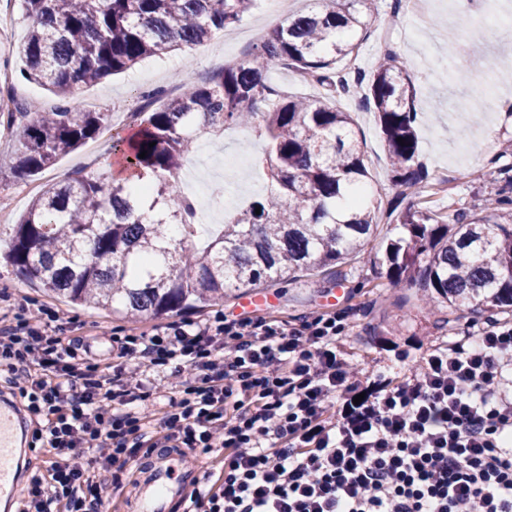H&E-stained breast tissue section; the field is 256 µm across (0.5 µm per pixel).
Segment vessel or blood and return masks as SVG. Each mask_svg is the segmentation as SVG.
<instances>
[{"instance_id":"vessel-or-blood-1","label":"vessel or blood","mask_w":512,"mask_h":512,"mask_svg":"<svg viewBox=\"0 0 512 512\" xmlns=\"http://www.w3.org/2000/svg\"><path fill=\"white\" fill-rule=\"evenodd\" d=\"M28 451L24 421L16 407L0 397V512H12L19 492V466ZM173 464L159 462L148 481L159 492L148 505L147 512H168L171 498L181 495L186 484L195 482V474L175 482Z\"/></svg>"}]
</instances>
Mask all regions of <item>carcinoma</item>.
Here are the masks:
<instances>
[{"instance_id":"obj_1","label":"carcinoma","mask_w":512,"mask_h":512,"mask_svg":"<svg viewBox=\"0 0 512 512\" xmlns=\"http://www.w3.org/2000/svg\"><path fill=\"white\" fill-rule=\"evenodd\" d=\"M312 2L208 85L185 72L179 94H142L136 133L116 136L112 148L126 168L151 180L139 186L85 174L46 187L16 225L6 262L74 305L150 317L331 269L358 253L374 231L376 208L358 199L367 169L353 119L335 98L364 89L396 185L408 190L427 183L416 162V94L391 52L369 73L349 65L356 33L371 25V0ZM22 6L30 26L21 75L58 98L51 112L23 102L17 112H0L1 124L21 127L13 169L33 176L108 124L105 112L69 106L74 89L147 57L188 52L239 22L253 0H22ZM275 67L295 71L324 93L280 90L270 78ZM229 126L257 133L265 147L261 164L278 190L250 201L200 243L191 222L194 203L179 192L175 175L201 129L222 134ZM497 180L503 185L490 214L463 211L447 222L391 201L388 217L405 229L386 248L394 276L450 307L511 308V164L497 170ZM171 224L179 228L177 239L169 235Z\"/></svg>"}]
</instances>
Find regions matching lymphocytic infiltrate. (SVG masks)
<instances>
[{
    "label": "lymphocytic infiltrate",
    "instance_id": "1",
    "mask_svg": "<svg viewBox=\"0 0 512 512\" xmlns=\"http://www.w3.org/2000/svg\"><path fill=\"white\" fill-rule=\"evenodd\" d=\"M345 313L293 324L223 309L112 330L80 349L62 311L0 314V370L24 400L31 473L18 512H101L158 448L222 466L185 512H512V320L361 386L336 352Z\"/></svg>",
    "mask_w": 512,
    "mask_h": 512
}]
</instances>
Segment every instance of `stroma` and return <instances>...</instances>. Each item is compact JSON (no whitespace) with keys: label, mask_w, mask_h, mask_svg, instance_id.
Listing matches in <instances>:
<instances>
[{"label":"stroma","mask_w":512,"mask_h":512,"mask_svg":"<svg viewBox=\"0 0 512 512\" xmlns=\"http://www.w3.org/2000/svg\"><path fill=\"white\" fill-rule=\"evenodd\" d=\"M374 4V21L352 58L354 67L371 71L385 51L395 52L407 67L417 102L426 106L417 115L416 129L418 159L427 167L431 185L422 194L407 195V202L445 214L480 210L498 188V167L512 164V155L506 152L512 145V124L500 121L499 99L486 101L474 117H458L462 97L456 92L459 82L455 69L447 45L433 37L435 26L448 17V0H432L422 11L407 0L398 6L393 0H374ZM8 7L15 22L0 37V99L16 92L21 99L39 102L46 109L55 108L57 99L51 92L21 76L27 23L21 0H8ZM284 19L269 0H255L240 22L198 46L191 55L175 51L162 58L147 59L126 72L80 87L70 99L71 106L108 112V133L61 157L37 176L13 174L12 157L19 134L0 126V211L9 216L8 222L0 225V235L10 236L13 224L28 209L32 197L25 193V186L41 189L79 172L108 178L118 175L120 161L112 150V137L133 134L130 111L139 105L143 91L159 86L175 91L176 76L186 68L192 69L200 83H208L225 63L253 47L254 30L270 32ZM490 19L485 37L476 42L470 37L466 15L458 17L464 48L476 43L481 46L476 55L478 64L470 69L467 82H495L501 96H512V79L502 75L503 61L512 58V38H505L501 32L503 17L494 13ZM337 105L351 114L352 129L363 140L367 183L377 208V228L364 249L340 266L307 272L292 282L266 285L271 298L260 313L295 322L315 311L351 309V320L341 337L345 352L363 364L369 380L395 379L431 345L475 332L488 314L462 312L445 304L430 305L420 288L391 274L384 251L388 240L399 237L403 228L387 215L388 203L397 188L380 127L374 113L362 109L358 99L342 98ZM208 146L211 155L224 157L228 164L244 165L250 178L257 180L259 190H266L265 172L257 162L262 143L254 132L231 129L222 139L209 141ZM70 317L66 325L68 336L90 345L98 354L108 348L111 331L120 324L105 310L74 308Z\"/></svg>","instance_id":"1"}]
</instances>
